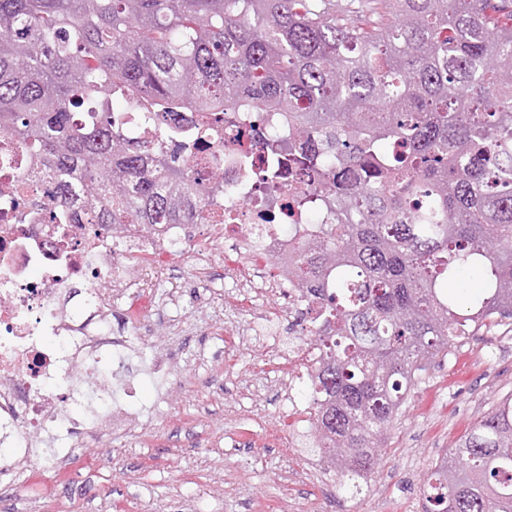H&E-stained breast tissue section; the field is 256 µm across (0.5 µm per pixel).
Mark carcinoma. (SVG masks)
<instances>
[{
	"label": "carcinoma",
	"mask_w": 512,
	"mask_h": 512,
	"mask_svg": "<svg viewBox=\"0 0 512 512\" xmlns=\"http://www.w3.org/2000/svg\"><path fill=\"white\" fill-rule=\"evenodd\" d=\"M288 111L336 223L288 276L311 304L312 450L360 493L422 372L512 319V0H0V132L98 224H195L184 155L121 131ZM481 285L466 291L461 275ZM425 512H512V394L428 475Z\"/></svg>",
	"instance_id": "obj_1"
}]
</instances>
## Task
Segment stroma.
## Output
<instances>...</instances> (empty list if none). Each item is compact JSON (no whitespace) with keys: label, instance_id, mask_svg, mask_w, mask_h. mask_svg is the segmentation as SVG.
<instances>
[{"label":"stroma","instance_id":"35a3bbf8","mask_svg":"<svg viewBox=\"0 0 512 512\" xmlns=\"http://www.w3.org/2000/svg\"><path fill=\"white\" fill-rule=\"evenodd\" d=\"M154 312L135 358L167 354L162 384L135 370L132 431L92 441L66 463L55 497L18 499L0 479V512H417L424 478L448 448L512 393V320L427 370L384 436L361 494H344L305 435L289 436L280 394L291 349L250 330L247 300L223 263L198 282L190 267L158 273Z\"/></svg>","mask_w":512,"mask_h":512}]
</instances>
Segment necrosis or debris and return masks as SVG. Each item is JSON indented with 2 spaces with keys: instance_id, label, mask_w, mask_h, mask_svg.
Returning <instances> with one entry per match:
<instances>
[{
  "instance_id": "necrosis-or-debris-1",
  "label": "necrosis or debris",
  "mask_w": 512,
  "mask_h": 512,
  "mask_svg": "<svg viewBox=\"0 0 512 512\" xmlns=\"http://www.w3.org/2000/svg\"><path fill=\"white\" fill-rule=\"evenodd\" d=\"M259 146L242 154L231 124L215 128L192 149L186 166L204 189L213 233L197 239L190 224L86 223L89 205L77 197L78 223L53 213L60 195L37 175V159L0 136V477L26 490L52 478L87 440L127 432L129 385L120 381L134 348V331L112 325L113 292L133 296L135 314L150 309L130 277L131 262L225 270L304 312L306 294L288 276L300 241L319 225L290 213L294 198L314 191L315 174L283 175L265 185L261 168L287 167L288 148H266L282 112L252 113Z\"/></svg>"
}]
</instances>
